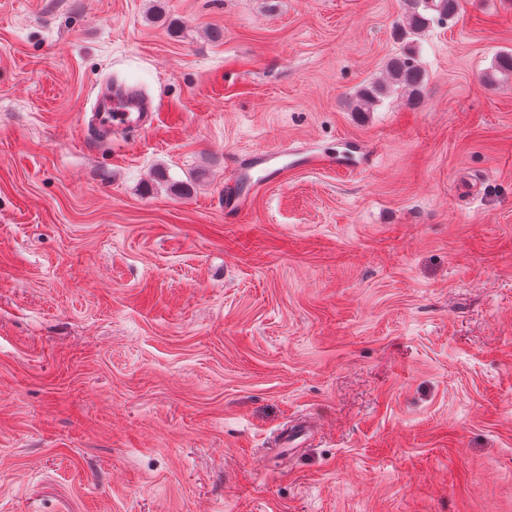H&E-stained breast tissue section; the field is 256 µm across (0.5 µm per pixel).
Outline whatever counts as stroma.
<instances>
[{
    "label": "stroma",
    "instance_id": "obj_1",
    "mask_svg": "<svg viewBox=\"0 0 512 512\" xmlns=\"http://www.w3.org/2000/svg\"><path fill=\"white\" fill-rule=\"evenodd\" d=\"M405 8L0 0V512H512V0L355 111ZM94 109L96 110L92 113L94 126L104 134L128 127L148 130L153 125V114L147 112L145 104L130 91L117 95L115 90L104 92L101 89L97 94ZM282 157L278 151H262L253 153L246 163H240L232 177L236 181L238 192L224 200V210L242 212L255 188L274 182L280 176L285 167ZM288 165H300L311 169H333L342 172H352L353 168L348 164L347 159L340 155H309L293 157Z\"/></svg>",
    "mask_w": 512,
    "mask_h": 512
}]
</instances>
